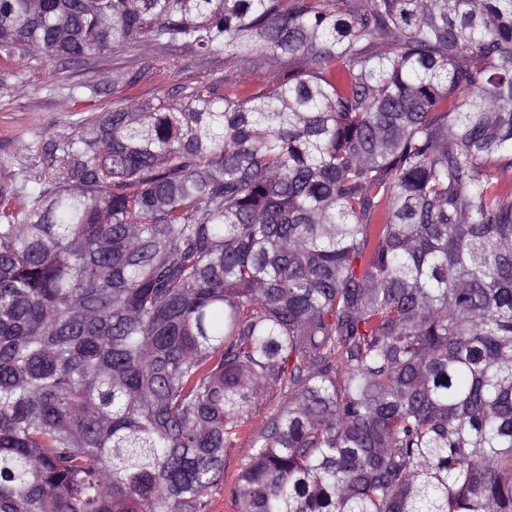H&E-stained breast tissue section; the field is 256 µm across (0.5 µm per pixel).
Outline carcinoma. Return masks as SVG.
<instances>
[{
	"label": "carcinoma",
	"mask_w": 512,
	"mask_h": 512,
	"mask_svg": "<svg viewBox=\"0 0 512 512\" xmlns=\"http://www.w3.org/2000/svg\"><path fill=\"white\" fill-rule=\"evenodd\" d=\"M188 47L0 185V512H512V0H0V63ZM284 401L282 395L263 401L258 408L250 416V420L245 427V431L241 433L239 439L235 442L233 448H229L224 456V478L234 476L242 463H244L254 452L252 448L253 433L259 429L263 421L273 413Z\"/></svg>",
	"instance_id": "carcinoma-1"
}]
</instances>
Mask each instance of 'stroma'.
Here are the masks:
<instances>
[{"instance_id": "1", "label": "stroma", "mask_w": 512, "mask_h": 512, "mask_svg": "<svg viewBox=\"0 0 512 512\" xmlns=\"http://www.w3.org/2000/svg\"><path fill=\"white\" fill-rule=\"evenodd\" d=\"M230 74L238 87L253 89L263 83L251 68L224 60L223 56L200 57L187 49L146 51L143 57L110 53L92 64H65L59 59L40 56L28 60L17 77L0 91V174L17 169L19 163L34 164L36 153L19 154L20 142L36 141L39 135L66 132L75 114L99 111L106 96L67 97V85L81 82L96 84L103 78L135 76L132 92L142 101L182 96L192 87ZM282 396L264 401L251 415L233 448L224 457L225 477L234 476L253 453V433L282 404Z\"/></svg>"}]
</instances>
